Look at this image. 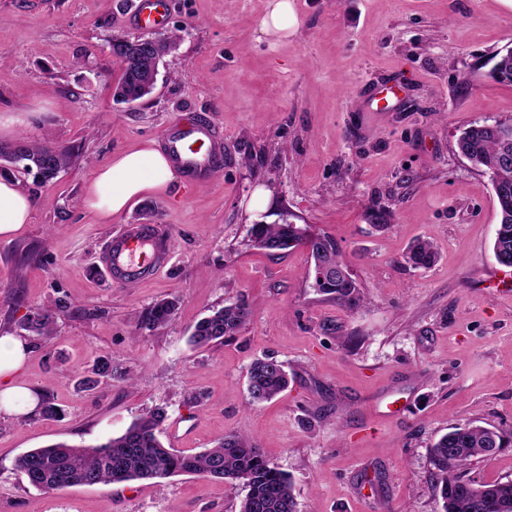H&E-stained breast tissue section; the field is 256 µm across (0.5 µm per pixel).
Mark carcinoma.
<instances>
[{
	"label": "carcinoma",
	"mask_w": 512,
	"mask_h": 512,
	"mask_svg": "<svg viewBox=\"0 0 512 512\" xmlns=\"http://www.w3.org/2000/svg\"><path fill=\"white\" fill-rule=\"evenodd\" d=\"M122 64L119 89L139 98L142 88L137 75L126 65V54L117 53ZM489 75L501 82L512 83V55L501 54ZM459 153L488 174L497 205L498 227L492 242L497 261L512 266V127L497 121L473 122L461 132L456 142ZM0 158L30 173L38 171L43 180L56 177L70 162V153L46 143L21 137L14 146L0 151ZM256 246L268 250L306 248L313 259L331 251L336 263L344 260L336 243L326 236L306 237L296 224H254L251 227ZM410 267L427 269L438 260V252L427 240L418 239L403 255ZM314 287L325 295L348 304L357 301L358 285L354 278L321 280L314 278ZM178 301L165 299L156 303L146 317L144 328L154 330L166 326L177 312ZM65 305L39 306L31 310L20 325L28 335L50 340ZM249 317L245 304L232 302L201 318L193 328L190 342L196 347L221 344L224 338L239 331ZM112 377V358L103 356L95 362L90 375L79 382L81 389L94 391L100 379ZM288 388V373L280 362L257 358L248 368V404L268 402ZM39 414L62 418L64 410L48 394H43ZM164 411L150 410L140 415L126 431L92 448L57 443L33 448L14 460V469L34 488L51 491L73 486H94L101 483H123L144 479H167L182 474L218 478L231 485L241 484L246 494L240 512H297L291 482L274 463L266 458L257 443L245 436L226 434L211 448L184 454L166 448L158 439ZM512 444V430L486 427L472 422L454 426L431 447V463L438 475L437 489L442 512H512V484L502 481L484 482L483 488L493 490L491 498L479 501L464 478L465 469L482 458L487 448H504Z\"/></svg>",
	"instance_id": "obj_1"
}]
</instances>
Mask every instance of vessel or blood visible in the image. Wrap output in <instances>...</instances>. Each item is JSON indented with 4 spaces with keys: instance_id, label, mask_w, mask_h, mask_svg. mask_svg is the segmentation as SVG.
<instances>
[{
    "instance_id": "b4317fda",
    "label": "vessel or blood",
    "mask_w": 512,
    "mask_h": 512,
    "mask_svg": "<svg viewBox=\"0 0 512 512\" xmlns=\"http://www.w3.org/2000/svg\"><path fill=\"white\" fill-rule=\"evenodd\" d=\"M170 0H133L132 19L141 27L162 28ZM161 148L172 166L194 184L209 182L224 165L221 133L211 124L187 120L168 127ZM171 255V235L156 224H128L115 233L102 261L111 281L126 285L151 278Z\"/></svg>"
}]
</instances>
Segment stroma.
<instances>
[{"mask_svg": "<svg viewBox=\"0 0 512 512\" xmlns=\"http://www.w3.org/2000/svg\"><path fill=\"white\" fill-rule=\"evenodd\" d=\"M269 2L171 0L182 37L154 92L129 104L113 96L108 44L141 36L133 0H0V112L33 113L25 136L71 152L44 185L0 161L36 199L30 223L0 239V336L20 335L35 306L69 305L16 377L50 390L63 417L0 413V512H239L245 488L221 480L45 492L13 468L32 448L104 443L154 408L170 448L254 438L298 512H441L436 439L467 422L512 429V268L491 249L490 178L456 147L469 123L512 120V83L489 76L512 48V0H292L297 26L281 38L263 30ZM189 113L224 133L210 183L175 180L108 221L82 205L100 166ZM288 213L335 241L357 306L314 288L303 248L254 246L252 225ZM125 224L166 225L171 260L119 286L99 256ZM420 238L439 252L427 269L402 259ZM174 296L171 323L141 328ZM237 300L250 316L236 335L190 343L198 320ZM105 354L111 380L78 391ZM264 356L290 382L250 406L247 370Z\"/></svg>", "mask_w": 512, "mask_h": 512, "instance_id": "35a3bbf8", "label": "stroma"}]
</instances>
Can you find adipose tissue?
Returning a JSON list of instances; mask_svg holds the SVG:
<instances>
[{
	"mask_svg": "<svg viewBox=\"0 0 512 512\" xmlns=\"http://www.w3.org/2000/svg\"><path fill=\"white\" fill-rule=\"evenodd\" d=\"M175 179L176 172L165 155L148 142L116 155L101 167L86 187L83 204L108 220L127 209L133 199L165 191ZM34 205L33 197L19 181L7 175L0 177V238H12L21 231L29 223ZM28 352L29 346L21 338L0 337L2 412L29 413L38 405L37 395L13 380Z\"/></svg>",
	"mask_w": 512,
	"mask_h": 512,
	"instance_id": "obj_1",
	"label": "adipose tissue"
}]
</instances>
